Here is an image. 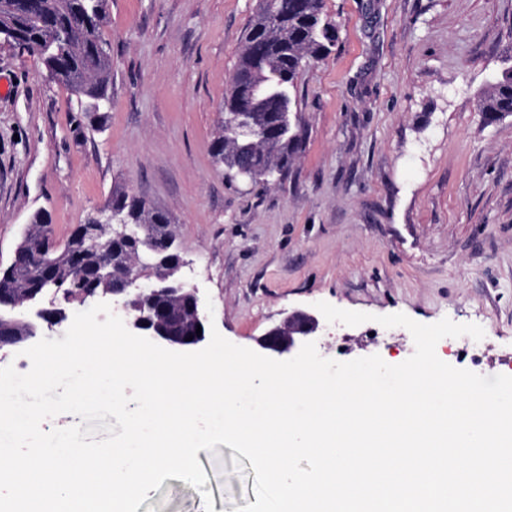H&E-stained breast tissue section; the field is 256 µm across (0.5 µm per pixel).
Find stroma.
<instances>
[{"mask_svg": "<svg viewBox=\"0 0 512 512\" xmlns=\"http://www.w3.org/2000/svg\"><path fill=\"white\" fill-rule=\"evenodd\" d=\"M257 6L108 0L98 132L36 56L0 41V268L36 211L62 243L123 188L168 213L189 284L236 345L257 349L285 312L325 301L373 319L325 324L324 358L405 361L410 332L374 321L401 312L480 325L482 340L442 339L437 356L512 375V115L478 110L512 69V0H324L337 42L302 74L301 147L270 183L228 179L211 153ZM198 460L214 512L254 500L246 457L220 444ZM201 493L169 478L137 512H205Z\"/></svg>", "mask_w": 512, "mask_h": 512, "instance_id": "1", "label": "stroma"}]
</instances>
